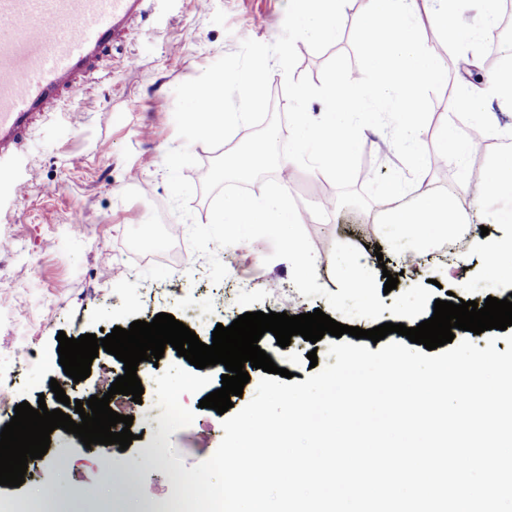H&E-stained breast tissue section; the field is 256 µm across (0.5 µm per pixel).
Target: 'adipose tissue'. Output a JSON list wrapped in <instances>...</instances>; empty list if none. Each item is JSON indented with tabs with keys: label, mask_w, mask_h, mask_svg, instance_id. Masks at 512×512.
I'll list each match as a JSON object with an SVG mask.
<instances>
[{
	"label": "adipose tissue",
	"mask_w": 512,
	"mask_h": 512,
	"mask_svg": "<svg viewBox=\"0 0 512 512\" xmlns=\"http://www.w3.org/2000/svg\"><path fill=\"white\" fill-rule=\"evenodd\" d=\"M430 19L449 42L462 48L474 47L478 40L477 17L493 18L495 0H436ZM404 236L429 245L435 233L460 229V218L453 204L444 198L426 197L419 204L395 208L390 216Z\"/></svg>",
	"instance_id": "ef3b65f1"
}]
</instances>
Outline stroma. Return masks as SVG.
Wrapping results in <instances>:
<instances>
[{
    "label": "stroma",
    "mask_w": 512,
    "mask_h": 512,
    "mask_svg": "<svg viewBox=\"0 0 512 512\" xmlns=\"http://www.w3.org/2000/svg\"><path fill=\"white\" fill-rule=\"evenodd\" d=\"M286 2L209 0L203 6L198 0H156L127 42L112 49L86 94L31 133L22 196H15L13 187L0 188V204L14 211L12 223L0 224V392L13 403L34 406L42 400L54 410L58 402L51 381L66 393L79 390L89 397L108 391L123 375L121 362L103 354L93 360L88 378L73 382L59 363L61 332L76 339L126 329L136 320L149 322L160 313L184 323L191 295L209 300L212 323L225 326L247 312L285 310L293 316L327 309L324 298L297 292L290 263L271 259L267 240L217 249L228 274L215 283L205 256L193 252L187 239L172 243L164 234L165 225L180 221L170 208L164 166L168 150L181 144L173 117L175 87L236 51L242 40L274 42L282 32ZM436 56L447 81L432 99L419 139L429 154L439 155L440 164L426 169L403 202L413 205L428 194L447 197L464 228L423 249L419 267L401 269L397 289L433 279L432 293L440 300L450 294L480 304L490 296L504 299L512 294V280L491 276L489 254L472 249L471 240L484 233L493 243H511L512 223L499 224L494 217L512 203L485 198L467 177L471 159L440 154L438 139L449 120L465 123L472 113L486 114L488 124L478 135L486 141L480 167L489 169L512 149V105L481 86L471 111L454 110V100L470 81L488 78L489 72L444 39ZM361 141V164L369 171L384 175L401 169L387 134L368 128ZM190 150L197 163L184 171L195 187L189 208L194 220L205 224L211 207L201 185L217 152L201 143ZM288 190L314 249L318 282L327 290L339 289L332 274V248L338 242L360 249L361 263L370 269L381 264L399 269L396 249L405 240L389 222L392 204L363 212L327 206L324 197L335 194V186L323 173L299 167ZM331 340L327 334L311 343L295 335L283 348L268 332L259 346L302 382L312 373L308 352L326 364ZM157 374L185 410L176 427L155 432L151 418L163 415L167 404L145 389L143 411L131 426L135 439L128 449L113 451L108 470L95 449L55 429L47 453L29 462L24 483L0 485V512H14L17 503L35 499L51 483L71 489L77 512L96 499L109 502L112 512H141L170 495L172 458L192 467L210 458L223 438L222 415L199 405L220 388L221 377L196 368L171 348L159 359ZM149 448L159 457L157 467L144 464ZM61 453L72 461L64 472L54 465ZM129 482L136 485L138 499L122 498L121 488Z\"/></svg>",
    "instance_id": "obj_1"
}]
</instances>
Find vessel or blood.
<instances>
[{"label":"vessel or blood","instance_id":"b4317fda","mask_svg":"<svg viewBox=\"0 0 512 512\" xmlns=\"http://www.w3.org/2000/svg\"><path fill=\"white\" fill-rule=\"evenodd\" d=\"M148 0H0V182L33 126L81 97Z\"/></svg>","mask_w":512,"mask_h":512}]
</instances>
